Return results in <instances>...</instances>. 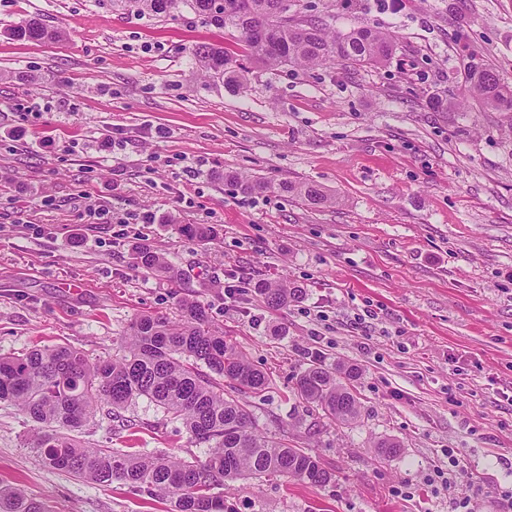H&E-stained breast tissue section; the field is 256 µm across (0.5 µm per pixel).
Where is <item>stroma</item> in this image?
<instances>
[{
    "instance_id": "35a3bbf8",
    "label": "stroma",
    "mask_w": 512,
    "mask_h": 512,
    "mask_svg": "<svg viewBox=\"0 0 512 512\" xmlns=\"http://www.w3.org/2000/svg\"><path fill=\"white\" fill-rule=\"evenodd\" d=\"M336 30L393 34L383 67H252L247 88L201 78V42L240 33L183 13L167 23L108 0H0V356L65 346L117 353L144 314L203 306L271 383L248 401L257 429L315 453L323 487L284 477L221 486L241 512H512V116L459 98L472 61L512 83V0H297ZM37 16L59 42L20 40ZM51 138L55 149L41 151ZM237 171L270 182L244 193ZM319 184L310 208L275 190ZM157 213L143 224L139 213ZM185 224H206L191 241ZM164 253L169 279L133 264ZM303 290L274 311L240 281ZM352 366L361 405L337 426L293 394L311 362ZM134 430L86 423L96 448L208 457L181 421L140 397ZM34 424L0 401V485L50 512H164L131 487L44 465ZM400 455L382 459L375 441ZM455 456H448V449ZM277 186L279 191L288 196L300 198L311 208L333 207L339 203L337 198L328 195L320 186L313 183L285 180L279 182Z\"/></svg>"
}]
</instances>
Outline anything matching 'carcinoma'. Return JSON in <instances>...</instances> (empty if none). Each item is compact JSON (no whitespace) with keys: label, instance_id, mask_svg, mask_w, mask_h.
Masks as SVG:
<instances>
[{"label":"carcinoma","instance_id":"cac0c4a2","mask_svg":"<svg viewBox=\"0 0 512 512\" xmlns=\"http://www.w3.org/2000/svg\"><path fill=\"white\" fill-rule=\"evenodd\" d=\"M110 2L114 8L160 20H174L186 9L204 25L240 32L245 40L243 55L212 43L195 45L192 55L203 76L241 88L248 83L247 59L269 69L288 65L309 69L336 62L379 67L397 49L387 32L367 24L338 32L322 19L298 12L295 0ZM11 34L35 41L62 38L35 16ZM466 98L487 110L512 112V84L484 63L468 68ZM225 178L246 192L271 187L238 172ZM278 190L311 208L338 204L337 198L309 182L281 181ZM183 233L198 242L211 236L203 224H186ZM133 260L147 271L177 276L166 257L146 245L135 248ZM250 288L273 309H284L302 295V288L283 279L258 280ZM180 311L176 321L152 315L137 318L121 342L120 353L95 363L67 347L0 357V401L13 403L37 424L43 462L98 485L120 481L165 502V512H238L233 501L213 489L262 475H282L316 486L330 483L334 474L317 456L262 435L247 402L224 394L226 381L239 393L258 394L269 386L270 376L254 368L224 333L210 328L208 313L199 303L184 298ZM202 364L210 373L200 369ZM356 377L353 368L336 373L315 362L298 375L296 393L327 419L346 425L360 415L359 397L350 385ZM139 397L181 420L190 441L207 445L208 459L188 461L174 455L93 448L71 435L98 414L130 430L136 428L122 411ZM0 512H48V508L18 488H0Z\"/></svg>","mask_w":512,"mask_h":512}]
</instances>
